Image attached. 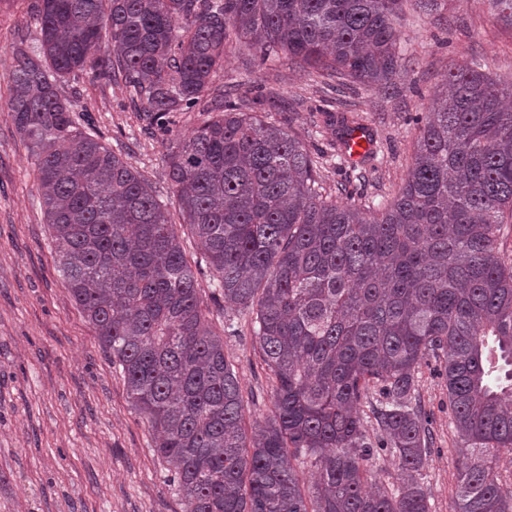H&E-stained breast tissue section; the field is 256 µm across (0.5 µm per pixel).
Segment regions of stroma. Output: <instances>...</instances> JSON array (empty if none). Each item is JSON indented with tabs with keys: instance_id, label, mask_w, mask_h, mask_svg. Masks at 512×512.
<instances>
[{
	"instance_id": "obj_1",
	"label": "stroma",
	"mask_w": 512,
	"mask_h": 512,
	"mask_svg": "<svg viewBox=\"0 0 512 512\" xmlns=\"http://www.w3.org/2000/svg\"><path fill=\"white\" fill-rule=\"evenodd\" d=\"M427 14L406 15L397 29L407 52L403 75L387 89L307 74L288 58L232 53L205 98L222 91L250 105L263 99L268 121L323 155V186H347L356 202L390 200L412 162L417 129L436 86L456 67L481 60L512 82V27L486 0H437ZM34 0H0V512H183L147 420L130 403L121 373L71 300L46 224L30 143L9 110L12 46L18 33L37 40ZM89 121L88 132L137 169L163 200L197 274L224 351L240 380L247 422L270 416L273 393L248 311L213 296L211 274L185 224L168 179L165 155L176 137L204 119L175 112L168 130L151 124L124 83L81 73L61 86ZM359 113L375 139L352 163L338 148L326 114ZM417 394L432 444L425 465L430 512H454L461 443L448 384L434 358L417 375Z\"/></svg>"
}]
</instances>
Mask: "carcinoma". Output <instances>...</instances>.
I'll use <instances>...</instances> for the list:
<instances>
[{
    "label": "carcinoma",
    "mask_w": 512,
    "mask_h": 512,
    "mask_svg": "<svg viewBox=\"0 0 512 512\" xmlns=\"http://www.w3.org/2000/svg\"><path fill=\"white\" fill-rule=\"evenodd\" d=\"M434 0H36L13 45L9 109L32 144L65 288L157 435L184 512H430L419 366L442 361L458 449L455 512H512V83L448 72L415 118L412 166L381 206L342 202L321 162L230 98L167 155L213 293L252 315L272 415L243 392L175 225L146 179L80 129L59 83L122 80L158 125L189 112L230 41L321 78L388 88L396 28ZM399 461L393 490L369 463ZM310 467L304 490L297 467Z\"/></svg>",
    "instance_id": "1"
}]
</instances>
